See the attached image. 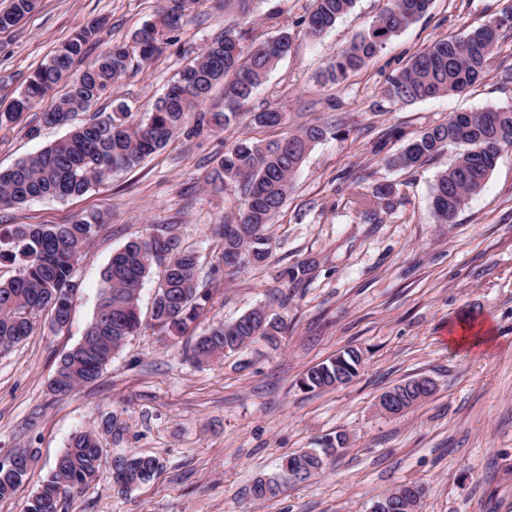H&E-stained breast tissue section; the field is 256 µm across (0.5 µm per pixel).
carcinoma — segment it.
<instances>
[{
	"mask_svg": "<svg viewBox=\"0 0 512 512\" xmlns=\"http://www.w3.org/2000/svg\"><path fill=\"white\" fill-rule=\"evenodd\" d=\"M166 2L151 24L152 33H135L132 44L114 43L84 68L74 69L90 54L106 24L103 18L93 19L26 78L20 95L0 112V126L15 122L62 84L65 92L40 119L49 126H67L69 131L37 153L0 170L1 210L39 198L81 195L117 172L136 168L179 131L197 137L240 117L251 129L286 124L287 113L272 107L244 111L255 91L290 52L291 35L285 30L250 44L244 43L242 35L219 34L179 72L150 111L138 117L119 102L110 113L96 112L85 123L71 125L76 114L86 111L91 103L98 104L121 81L134 57L148 60L159 54L198 0ZM355 2L312 0L302 24L311 36L319 37L349 13ZM431 2L388 0V7L374 24L330 62L328 76L333 81L343 79L365 65L386 41L423 16ZM35 7L36 0H10V6L0 10V17L9 16L16 25ZM487 28L485 23L464 36L437 39L389 78L385 95L405 103L463 92L483 78L500 40V30L489 34ZM327 133L328 127L314 123L281 139L241 137L224 147L213 180L236 185L242 203L235 222L218 228L213 269L269 262L272 248L265 227L284 205L309 149ZM451 146L460 152L437 176L431 192L432 212L440 224L455 223L458 213L496 167L501 150L512 147V104L452 116L409 141L388 159V164L401 169L419 168ZM345 191L350 203L370 215L391 210L400 195L393 183L380 184L366 194L356 180L347 183ZM108 221L109 214L92 212L68 224H9L0 231V265L15 269L12 277L0 279V351L31 336L37 318L45 310L57 313L52 326H65L71 315L72 296L79 288L76 265ZM155 265L162 267V272L151 308L153 327L167 335H180L205 313L210 297L200 285L196 250L164 232L129 241L112 255L103 272V287L88 338L59 358L49 381L51 394L67 395L95 380L126 339L140 330V291ZM262 312L263 308H255L233 325L211 323L189 345L190 359L201 367L249 342L276 341L285 326L273 317H261ZM360 363L359 352L346 348L309 368L300 387L312 391L343 385L357 375ZM101 426L109 433L118 429L117 417L106 416ZM100 430H82L72 437L50 476L27 499L23 512H59L65 499L98 477L103 453ZM332 449L334 446L328 444L288 454L279 473L254 483L253 498L264 501L276 496L284 482L292 481L289 472L295 469L323 468ZM121 457L122 464L112 472V482L121 486L118 494L126 496L149 483L158 464L150 456L123 453ZM27 476L26 470L0 466V500L12 497Z\"/></svg>",
	"mask_w": 512,
	"mask_h": 512,
	"instance_id": "1",
	"label": "carcinoma"
}]
</instances>
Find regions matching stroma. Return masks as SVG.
<instances>
[{"instance_id": "35a3bbf8", "label": "stroma", "mask_w": 512, "mask_h": 512, "mask_svg": "<svg viewBox=\"0 0 512 512\" xmlns=\"http://www.w3.org/2000/svg\"><path fill=\"white\" fill-rule=\"evenodd\" d=\"M388 0L355 7L318 38L302 23L311 0H254L249 15L224 0H200L174 43L148 63L133 64L97 105L113 99L149 111L179 70L219 32L264 41L291 29V52L249 104L272 106L288 122L283 138L312 123L334 130L307 155L282 209L266 226L269 264L234 274L211 264L224 220L241 198L234 186L216 190L210 176L238 122L188 140L174 137L137 168L85 194L41 199L0 211V224H64L104 211L111 221L77 266L79 289L66 328L51 329L42 313L34 335L0 353V458L19 448L39 457L28 481L0 512H22L78 431L118 416V451L156 457L152 481L118 496L108 476L65 500L62 512H369L398 485L427 492L419 512H512V148L504 150L482 189L455 223H436L430 206L438 173L457 156L447 152L412 171L391 168L390 156L458 112L512 103V21L505 23L483 79L465 92L400 103L384 93L390 76L435 40L463 35L512 10V0H433L429 11L392 37L366 65L333 82L326 69L337 53L369 29ZM160 0H38L13 29L0 33V106L24 78L75 31L107 18L100 48L130 42ZM47 96L16 123L0 127V169L62 137L40 115ZM397 183L390 212L371 216L349 207L343 189ZM171 226L195 247L211 294L206 315L185 336H164L143 324L93 382L54 397L48 381L61 354L76 346L96 311L102 271L128 241ZM304 264L298 280L284 269ZM263 305L286 331L277 344L259 340L204 367L185 356L188 338L211 322H231ZM488 323L495 342L484 353L448 346L450 326ZM353 347L363 356L345 385L300 389L307 369ZM434 380L433 395L398 416L381 412L382 393L410 379ZM343 434L347 448L310 480L290 483L266 501L250 487L276 472L281 458Z\"/></svg>"}]
</instances>
